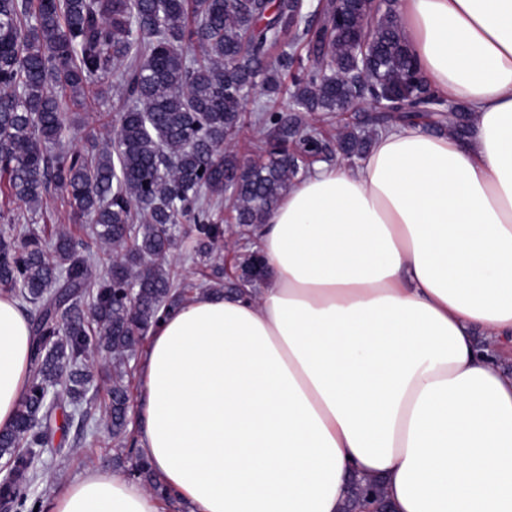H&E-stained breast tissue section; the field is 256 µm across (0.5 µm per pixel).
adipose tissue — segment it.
<instances>
[{
	"label": "adipose tissue",
	"instance_id": "obj_1",
	"mask_svg": "<svg viewBox=\"0 0 512 512\" xmlns=\"http://www.w3.org/2000/svg\"><path fill=\"white\" fill-rule=\"evenodd\" d=\"M394 10L469 131L396 127L355 164L316 165L257 231L264 285L196 293L152 329L139 452L186 512H343L356 479L393 512H512V0ZM30 347L0 294V430ZM49 512L162 503L91 466Z\"/></svg>",
	"mask_w": 512,
	"mask_h": 512
}]
</instances>
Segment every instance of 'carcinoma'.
Listing matches in <instances>:
<instances>
[{
	"label": "carcinoma",
	"mask_w": 512,
	"mask_h": 512,
	"mask_svg": "<svg viewBox=\"0 0 512 512\" xmlns=\"http://www.w3.org/2000/svg\"><path fill=\"white\" fill-rule=\"evenodd\" d=\"M303 10L298 0H0V183L34 206L49 187L64 190L99 246L113 251L94 275L96 254L69 233L46 247L35 228L0 230V291L37 306L24 401L0 431L10 470L0 505L9 512L41 506L36 459L57 452L52 422L65 406L78 436L104 423L129 475L171 500L129 445L128 402L141 338L186 301L167 264L175 230L193 237L196 258L212 265L210 287L241 292L251 284L224 282L214 265L224 221L248 234L316 158L353 162L381 129L422 123L466 133L467 111L448 110L424 81L393 4L371 16L364 0H328L315 21ZM109 76L130 102L115 148L49 151L66 136L63 106L103 98L110 86L100 80ZM257 87L266 105L248 112ZM281 97L293 115L274 108ZM360 101L379 104L362 129L346 124L328 140L310 120ZM249 127L264 136L238 145ZM105 361L109 402L99 415L88 392ZM368 498L390 512L382 484L372 482L356 484L345 512Z\"/></svg>",
	"instance_id": "cac0c4a2"
}]
</instances>
